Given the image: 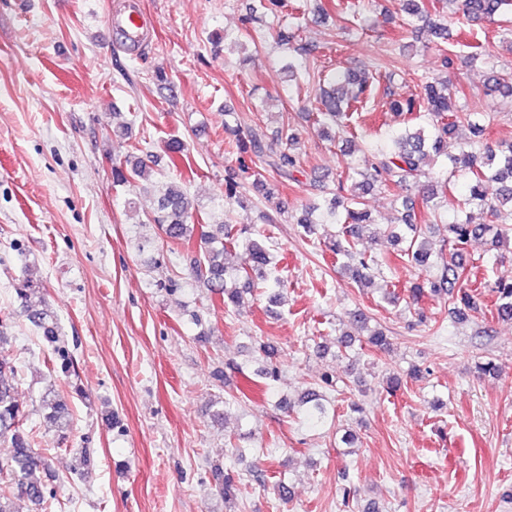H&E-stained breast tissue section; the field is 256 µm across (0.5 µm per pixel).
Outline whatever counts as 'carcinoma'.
I'll use <instances>...</instances> for the list:
<instances>
[{
	"instance_id": "carcinoma-1",
	"label": "carcinoma",
	"mask_w": 512,
	"mask_h": 512,
	"mask_svg": "<svg viewBox=\"0 0 512 512\" xmlns=\"http://www.w3.org/2000/svg\"><path fill=\"white\" fill-rule=\"evenodd\" d=\"M277 0H254L250 7L249 20L263 25L264 32L276 44L290 48L295 34L285 26L272 27L263 22L269 6ZM460 12V24L466 26L476 21L492 22L495 18L512 12V0H402V11L411 22H421L441 42L448 41V25L441 23L438 16L445 10ZM290 75H299L306 83L321 78L315 49L306 45L288 54L283 65ZM380 87V80L366 72L356 73L338 68L333 74L329 88L317 97L319 104L316 121L324 128L342 126L349 112L358 110L364 99ZM458 90L449 86L448 80L435 78L425 84L423 93L395 97L386 94L390 111L407 119L408 127L400 130L391 128L386 133L385 144L373 149L362 161V167L341 172L339 188L356 174L360 180L351 184L348 193L333 195L321 206L314 204L297 220L304 233H310L317 224H339L336 237L325 244L336 260L343 261V267L351 272L354 279L366 284L372 283L375 260L357 249L360 236L373 223L371 213L365 209L364 195L376 186H396L408 192L419 186L420 178L426 176L425 167L441 156L448 159L451 176L463 179V192L457 201L459 216L443 225L447 232L444 242L452 246V252L445 249L432 250L429 241L420 237L422 225L416 224V213L410 197H401V216L396 223L388 224L382 231L396 244H407L398 258L408 260L412 265L425 271V276L412 282L408 296L417 301L424 294L446 296L454 305L457 319L467 321L483 312L480 293L464 284L463 267L458 249L476 238H488L495 245L512 238V142H504L493 149L477 146L476 139L483 135V113L463 112L456 105ZM484 94L512 97V72L491 68L484 83ZM469 129L472 137L459 136V128ZM224 129L234 137L236 153L249 154L276 174V181H285L298 171V156L295 153V135L290 134L281 143V149L269 155L266 153V133L261 127H241L224 123ZM458 140V153L447 151L448 140ZM163 159L167 167L180 170L187 159L185 144L170 139L163 147ZM155 160L140 157L124 160L112 166V183L117 186H132L147 193L153 187L152 173ZM449 181H436L422 187L426 206L438 212L440 204L435 202L437 187H448ZM473 206L488 209L495 219L493 224H473L466 215ZM195 206L181 186L172 183L157 200V207L148 217V223L157 227L159 238L168 244L190 247L194 239L200 240V253L188 257V279L207 290L211 305H222L226 309L240 308L251 298L266 296L272 304L283 298L286 285L280 279L269 281L266 270L274 264V257L265 245L267 236L263 231L248 224H219L220 234L210 231L211 225L194 222ZM241 248L249 257V264L228 266L224 253L229 248ZM497 300L494 303L497 318L512 320V278H501L495 283ZM34 288L25 280L16 289L21 300L23 313L41 331V336L53 344L55 360L63 372L75 371L74 362L65 346L61 345L58 322L54 312L41 308L32 301ZM283 410L300 424L320 427L336 417L335 406L320 393L309 390L290 403L280 401ZM40 412L60 432L68 429L70 416L69 400L53 391L40 400ZM26 416L20 410L13 386L0 377V439L11 441L12 455L0 461V512H16L15 500L27 498L37 512L47 508L56 497L54 490L35 479L36 472L47 468L42 452L30 446L24 430ZM214 476L219 482V492L224 497L226 512H236L241 493V481L215 468Z\"/></svg>"
}]
</instances>
